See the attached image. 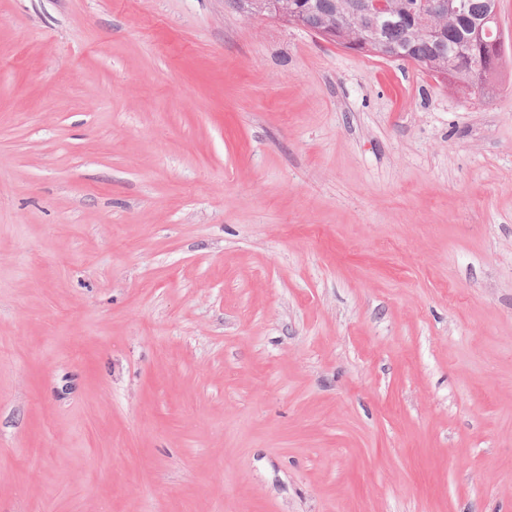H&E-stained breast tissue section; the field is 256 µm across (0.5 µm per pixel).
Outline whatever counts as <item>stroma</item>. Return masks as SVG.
<instances>
[{
	"label": "stroma",
	"instance_id": "35a3bbf8",
	"mask_svg": "<svg viewBox=\"0 0 512 512\" xmlns=\"http://www.w3.org/2000/svg\"><path fill=\"white\" fill-rule=\"evenodd\" d=\"M497 84L0 0V512H512Z\"/></svg>",
	"mask_w": 512,
	"mask_h": 512
}]
</instances>
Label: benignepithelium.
<instances>
[{"label": "benign epithelium", "mask_w": 512, "mask_h": 512, "mask_svg": "<svg viewBox=\"0 0 512 512\" xmlns=\"http://www.w3.org/2000/svg\"><path fill=\"white\" fill-rule=\"evenodd\" d=\"M238 7L256 16L271 17L288 22L301 29H311L308 20L312 4L309 0H234ZM343 20L357 27L360 32L358 45L363 49L389 59H405L403 47L384 39L383 28L397 23L418 34H425L438 41L443 38V28L425 22L428 15L448 18L466 16L464 0H420L412 9L396 12L390 0H348L342 5ZM498 20L494 10L473 22L471 40H479L489 31L486 23ZM427 23L421 28L419 24Z\"/></svg>", "instance_id": "1"}]
</instances>
